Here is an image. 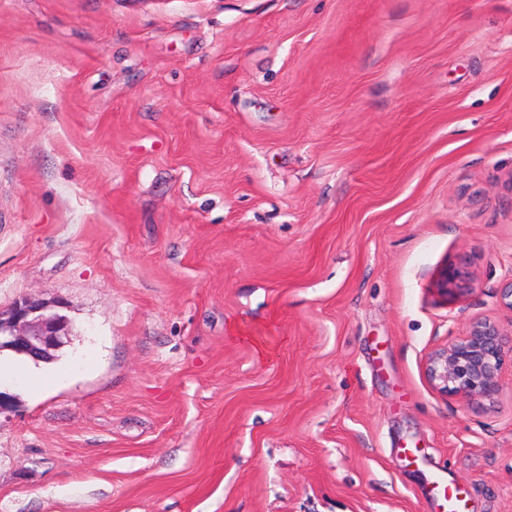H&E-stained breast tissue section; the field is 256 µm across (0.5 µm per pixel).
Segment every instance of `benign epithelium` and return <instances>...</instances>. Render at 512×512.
<instances>
[{
    "label": "benign epithelium",
    "mask_w": 512,
    "mask_h": 512,
    "mask_svg": "<svg viewBox=\"0 0 512 512\" xmlns=\"http://www.w3.org/2000/svg\"><path fill=\"white\" fill-rule=\"evenodd\" d=\"M473 285L472 274L456 265L443 269L435 282L444 296H462ZM62 308L59 300L30 297L7 312L0 310V350L35 360L50 357L71 335V324L61 314ZM508 348L512 350V332L489 319L474 320L465 335L429 354L427 378L444 395L491 401L499 390L498 376Z\"/></svg>",
    "instance_id": "7a95c632"
}]
</instances>
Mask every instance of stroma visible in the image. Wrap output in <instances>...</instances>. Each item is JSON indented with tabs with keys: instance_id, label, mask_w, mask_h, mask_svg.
<instances>
[{
	"instance_id": "stroma-1",
	"label": "stroma",
	"mask_w": 512,
	"mask_h": 512,
	"mask_svg": "<svg viewBox=\"0 0 512 512\" xmlns=\"http://www.w3.org/2000/svg\"><path fill=\"white\" fill-rule=\"evenodd\" d=\"M511 280L512 0H0V512H512ZM472 274L463 266H450L442 270L435 282V288L445 297L462 296L473 289ZM63 302L26 298L9 311L0 310V351L12 350L38 360L48 358L52 351L64 344L71 335L69 319L61 314ZM13 352H0V380L2 373H20L32 380L36 387L45 384L43 377L28 373L25 368L34 361ZM506 347L512 355V330L489 319L474 320L464 336L429 354L427 378L444 395L491 401L499 390ZM434 490L442 499L444 508L447 507L448 512H458L460 506L459 489L454 484H448L445 476H439L435 481Z\"/></svg>"
}]
</instances>
